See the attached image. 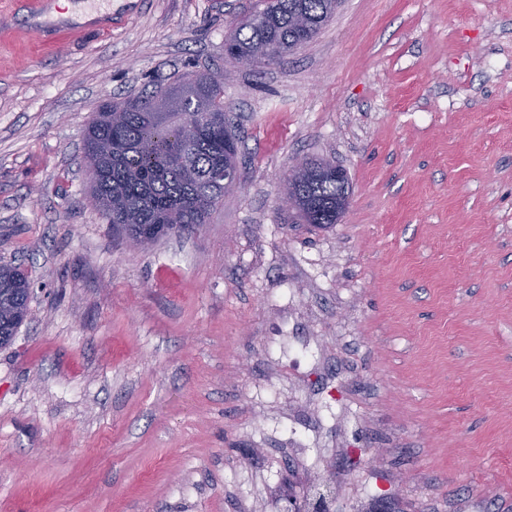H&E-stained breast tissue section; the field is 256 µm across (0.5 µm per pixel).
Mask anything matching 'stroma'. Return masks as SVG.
<instances>
[{
    "mask_svg": "<svg viewBox=\"0 0 512 512\" xmlns=\"http://www.w3.org/2000/svg\"><path fill=\"white\" fill-rule=\"evenodd\" d=\"M257 0L0 14V512H512V0H341L264 67ZM224 75L239 187L139 250L91 199L100 105ZM350 180L335 224L290 167ZM312 166L304 182L299 185L291 184L294 191L308 197L316 203L314 213H309L301 207V201L297 196L285 192L280 197L282 208L290 210L299 209L296 214L300 221L305 224H335L336 223V198L343 190L342 181L345 178V172L336 166L333 173L324 166L332 164L323 159L306 160ZM27 279L19 268L0 265V347L10 344L28 314Z\"/></svg>",
    "mask_w": 512,
    "mask_h": 512,
    "instance_id": "obj_1",
    "label": "stroma"
}]
</instances>
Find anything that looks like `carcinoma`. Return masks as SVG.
Returning a JSON list of instances; mask_svg holds the SVG:
<instances>
[{
	"mask_svg": "<svg viewBox=\"0 0 512 512\" xmlns=\"http://www.w3.org/2000/svg\"><path fill=\"white\" fill-rule=\"evenodd\" d=\"M335 9V0H260V8L225 38L224 55L235 62L263 44L286 54L302 37L297 18L316 34ZM177 82L184 92L164 96L156 108L152 93L103 105L85 131V156L96 172V209L117 234L145 245L207 223L224 200L216 175L238 153V138L224 117V78L181 74ZM309 163L304 182L293 189L316 209L301 208L297 217L305 224H334L343 184L325 160ZM27 285L19 268L0 265V347L12 342L28 314Z\"/></svg>",
	"mask_w": 512,
	"mask_h": 512,
	"instance_id": "cac0c4a2",
	"label": "carcinoma"
}]
</instances>
